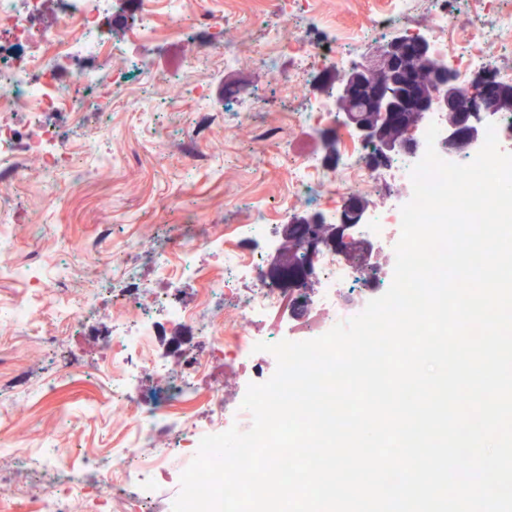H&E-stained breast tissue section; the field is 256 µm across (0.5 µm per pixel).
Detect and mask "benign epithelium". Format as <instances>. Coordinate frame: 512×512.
<instances>
[{"instance_id": "benign-epithelium-1", "label": "benign epithelium", "mask_w": 512, "mask_h": 512, "mask_svg": "<svg viewBox=\"0 0 512 512\" xmlns=\"http://www.w3.org/2000/svg\"><path fill=\"white\" fill-rule=\"evenodd\" d=\"M317 88L336 91V124L350 129L355 138L377 149V164L399 153L416 155L421 146L412 131L429 118L431 112L453 115L440 142L450 153L466 152L480 140L482 126L501 115L502 104L512 95V87L491 72L478 75L470 85L471 101L465 102L455 73L448 61L437 56L428 38L400 33L374 55L355 64L341 75L320 77ZM371 112V119L364 113ZM404 136L392 138L389 132L405 122ZM369 205H347L336 226V248L353 251L365 258L372 252L370 243L354 238L350 226L361 224ZM320 223L317 213L304 212L290 218L281 233V245L272 259L275 265L288 263V252L304 240L309 224Z\"/></svg>"}]
</instances>
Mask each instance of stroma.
Masks as SVG:
<instances>
[{
    "label": "stroma",
    "instance_id": "35a3bbf8",
    "mask_svg": "<svg viewBox=\"0 0 512 512\" xmlns=\"http://www.w3.org/2000/svg\"><path fill=\"white\" fill-rule=\"evenodd\" d=\"M448 7L467 35L491 33L498 12H512V0H447ZM280 11L259 14L253 0H184V14L190 24L175 39L159 37L152 42H131L130 0H114L112 41L128 53L116 59L103 56L98 62L102 79L115 69L136 73L149 66L168 75L180 76L192 84L205 82L222 121L200 126L188 106L171 111L164 92L153 96L155 110L143 121L128 101L141 96L137 80H129L127 100L116 101L111 112L84 113L74 122L66 113H51L44 121L69 143L77 165L85 160L84 142L98 141L101 157L111 160L107 177L88 171L83 182L55 189L46 186L37 160L26 162L22 182L0 183V199L11 202L15 222L10 229L14 252L19 260L39 266L45 278H52L58 264L72 266L68 288H47L43 293L46 311L36 318L30 333L21 328L0 327V388L23 375L33 389L49 388L45 398L26 402L24 407L0 409V472L13 474L22 488L20 495L0 493V512H36L51 477L27 469L16 448L40 447L52 438L60 448L79 450L82 457L97 459L108 440H120L126 418L103 415L88 418L80 408L90 401L104 402L91 380L69 387L61 373L71 366L90 364L101 356L112 340L115 319H134L136 312L119 307V296L127 286L122 272L100 279L90 250L103 253L122 248L136 279L154 278V258L173 249L176 237L193 234L206 226L215 234L225 227L248 223L254 209L265 206L271 214L269 231L278 235L281 223L276 214L286 194L285 171L290 157L314 153L325 156L321 139L290 126V114L305 109L317 97L316 82L322 74V60L335 54L337 39L348 33L360 40L361 56L374 54L398 33H425L438 0H415L411 11L399 16L390 0H281ZM382 25L379 33L365 34L367 21ZM287 24L289 34L314 36L311 56L296 61L283 55L280 68L291 80L306 87L305 95L286 93L271 79L262 59L269 50L267 32ZM238 57L235 70L212 67L193 72L185 64L200 56L205 47ZM249 89L258 108L255 124L237 126V91ZM280 129L277 143L262 136L264 130ZM201 141L198 158L187 160L179 149L187 137ZM95 291L98 308L88 331L69 333L53 324L49 307L66 293ZM168 337L188 355L209 357L208 369L198 379L202 397L220 392L225 405L240 398L242 375L223 359L212 357L210 345L178 329Z\"/></svg>",
    "mask_w": 512,
    "mask_h": 512
}]
</instances>
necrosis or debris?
I'll return each instance as SVG.
<instances>
[{
    "instance_id": "obj_1",
    "label": "necrosis or debris",
    "mask_w": 512,
    "mask_h": 512,
    "mask_svg": "<svg viewBox=\"0 0 512 512\" xmlns=\"http://www.w3.org/2000/svg\"><path fill=\"white\" fill-rule=\"evenodd\" d=\"M61 4L58 25L36 31L24 17V0H0V112L27 113L30 123L25 132L16 124L0 121V180H22L23 159L27 156L40 160L47 177L70 173L74 153L61 144L54 129L43 124V116L51 112L77 114L82 102L90 97L110 104L125 87L122 72H114L107 82L98 72L102 56L119 53L106 27L112 15L110 0H61ZM429 28L435 53L447 58L449 67L459 76L494 68V44L480 46L474 39L461 37L447 7L432 13ZM72 59L79 62L77 70H62L61 62ZM335 110L333 98L316 99L298 121L309 134L327 132L333 136L341 152L342 168L313 155L301 157L286 169L288 194L296 204L318 212L322 223L333 224L350 201L373 187L384 186L387 202L372 208L366 223L357 227L360 238L375 251L377 269L366 270L345 259L336 248L319 246L311 264L299 273L300 278L316 280L323 287L319 301L311 302L304 289L289 287L287 277H272L271 251L243 248L244 239H258L266 233L269 218L261 208L254 211L250 223L225 228L223 235L179 241L173 256L159 257V280H203L199 254L219 252L224 257V275L208 283V297L223 299L226 289L240 279L252 281V291L236 297L223 318L212 320L204 319L200 308L181 304L162 293L156 301L166 315L165 322L143 315L133 328L117 331L106 356L87 365L84 373L108 392L112 413L130 415L129 427L107 456L101 467L103 476L96 485L62 479L71 460L69 449L35 454L19 449V456L29 465L57 475L39 502V512H142V502L152 497L158 481L176 483L181 477L180 472L168 471L170 451L161 447V440H173L187 465L204 436L233 427L250 429L252 415L248 410H225L216 393L201 400L196 379L207 366L202 356L183 357L181 374L157 400L145 406H127L128 387L141 371L158 366L154 350L165 334V324L184 327L207 339L214 350L239 360L244 376L258 384L266 380L264 363L271 354L256 351L259 338L250 331L253 324L277 312L281 318L274 325L269 343L311 340L359 314V307L346 299L351 289L383 292L390 287L395 246L401 235V208L413 195L410 170L417 159L399 154L385 167L373 168L371 147L359 142L349 129L335 124ZM202 404L208 407L209 421L200 427L193 424L192 417Z\"/></svg>"
}]
</instances>
